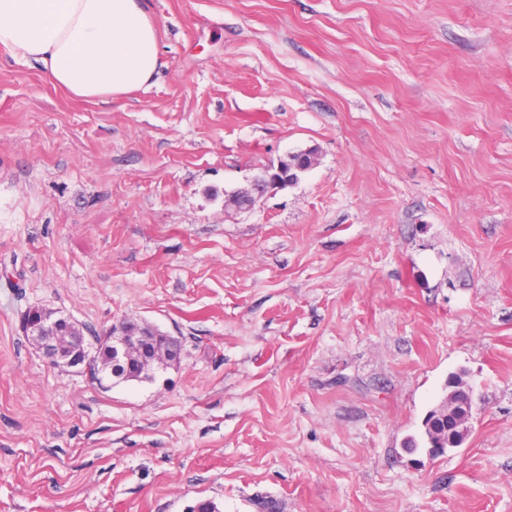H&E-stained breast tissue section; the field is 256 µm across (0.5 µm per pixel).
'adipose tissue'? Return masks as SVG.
Returning <instances> with one entry per match:
<instances>
[{
    "mask_svg": "<svg viewBox=\"0 0 512 512\" xmlns=\"http://www.w3.org/2000/svg\"><path fill=\"white\" fill-rule=\"evenodd\" d=\"M0 47L104 103L151 85L163 65L143 0H0Z\"/></svg>",
    "mask_w": 512,
    "mask_h": 512,
    "instance_id": "1",
    "label": "adipose tissue"
}]
</instances>
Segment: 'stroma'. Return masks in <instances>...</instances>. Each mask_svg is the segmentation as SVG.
<instances>
[{"mask_svg":"<svg viewBox=\"0 0 512 512\" xmlns=\"http://www.w3.org/2000/svg\"><path fill=\"white\" fill-rule=\"evenodd\" d=\"M147 10L164 65L108 104L0 47V512H512V0ZM32 307L180 359L99 385ZM453 374L466 441L408 447ZM307 152H297L294 154H287L284 158L280 159L275 169L268 170L266 174L263 176V178L259 180H254L249 188L243 189V190H237L238 197L236 199L237 203L231 201V196L227 197L225 199L226 205H233L235 208L240 210H246L250 209L252 206L255 205V203L260 200L262 197H264L267 192L264 189V180L267 179V181L270 183V173H276L278 174L282 180L284 181V186H288V183L293 181L295 176H297V173L299 171H305L309 169L312 165V156L310 155L308 159L304 160H296L299 159L301 156L306 154ZM296 158L294 159L293 158ZM294 182V181H293ZM232 193V194H234ZM230 194V195H232ZM44 308L32 309L24 328L39 344L51 364L61 367H83L88 373L91 357L82 336L72 334V321L64 317H47ZM445 403L448 406V415L451 416L459 407L466 412L467 418H471L475 408L473 389L465 383L459 384L448 393Z\"/></svg>","mask_w":512,"mask_h":512,"instance_id":"obj_1","label":"stroma"}]
</instances>
